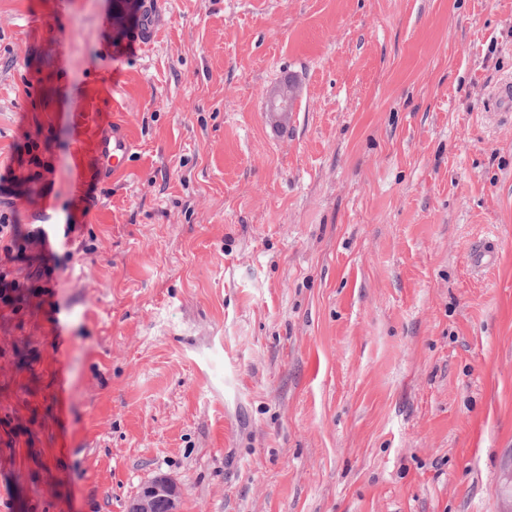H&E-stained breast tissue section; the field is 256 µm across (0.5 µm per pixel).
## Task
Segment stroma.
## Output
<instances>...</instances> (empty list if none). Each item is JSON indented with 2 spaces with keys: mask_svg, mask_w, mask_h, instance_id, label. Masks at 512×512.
<instances>
[{
  "mask_svg": "<svg viewBox=\"0 0 512 512\" xmlns=\"http://www.w3.org/2000/svg\"><path fill=\"white\" fill-rule=\"evenodd\" d=\"M506 82L512 0H0V220L70 240L0 303V512H500ZM295 86L290 78H285L276 85L267 101V112L271 118L287 117L292 112L295 101ZM93 149L101 173L112 175L125 169L126 159L132 154L134 143L124 126L103 118L95 121ZM181 486L167 475H158L141 486L139 492L129 502L126 512H178V503L182 497Z\"/></svg>",
  "mask_w": 512,
  "mask_h": 512,
  "instance_id": "35a3bbf8",
  "label": "stroma"
}]
</instances>
